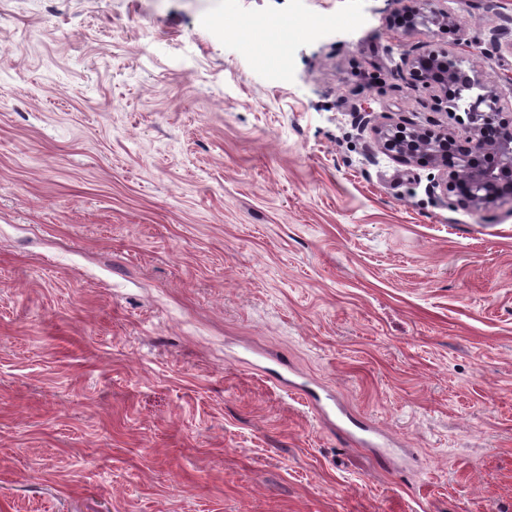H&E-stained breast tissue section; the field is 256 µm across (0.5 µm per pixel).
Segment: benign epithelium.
<instances>
[{"label": "benign epithelium", "instance_id": "benign-epithelium-1", "mask_svg": "<svg viewBox=\"0 0 512 512\" xmlns=\"http://www.w3.org/2000/svg\"><path fill=\"white\" fill-rule=\"evenodd\" d=\"M439 3L414 0L410 11L391 17L390 27L410 34L455 22ZM403 62L415 82L445 94L451 87L459 90L450 113L462 112L458 120L468 135L459 140L410 120L382 124L374 128L380 151L406 164L422 160L437 170L431 191L451 211L487 210L512 202V113L502 111L496 88L484 84L475 71L466 74L458 59L444 52L420 49Z\"/></svg>", "mask_w": 512, "mask_h": 512}]
</instances>
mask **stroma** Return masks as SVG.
<instances>
[{
	"mask_svg": "<svg viewBox=\"0 0 512 512\" xmlns=\"http://www.w3.org/2000/svg\"><path fill=\"white\" fill-rule=\"evenodd\" d=\"M411 5L0 0V512H512V205L372 132L465 137L422 45L511 109L512 0ZM409 12L396 13L390 19V27L401 29L410 34L419 31L420 27L432 29L433 27H446L454 23V17L438 5L440 0H414Z\"/></svg>",
	"mask_w": 512,
	"mask_h": 512,
	"instance_id": "35a3bbf8",
	"label": "stroma"
}]
</instances>
